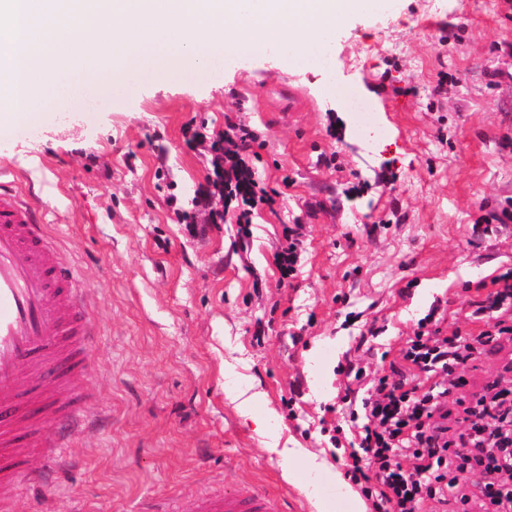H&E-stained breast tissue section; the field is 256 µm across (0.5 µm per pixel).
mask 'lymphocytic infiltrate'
<instances>
[{
    "label": "lymphocytic infiltrate",
    "instance_id": "lymphocytic-infiltrate-1",
    "mask_svg": "<svg viewBox=\"0 0 512 512\" xmlns=\"http://www.w3.org/2000/svg\"><path fill=\"white\" fill-rule=\"evenodd\" d=\"M213 173L193 199L213 223L237 224L242 240L251 236L252 217L274 198L255 178L251 155L255 136L232 126L221 137ZM222 209H215L214 199ZM286 244L273 255L281 280L293 279L306 242L300 225L283 228ZM493 292L473 301L471 317L482 322L475 336L442 335L439 306H432L389 363L388 373L367 378L363 367L346 362L339 371L350 382L340 401L346 426L335 427L330 442L339 449L345 477L363 497L367 512H428L436 503L450 512H512V387L501 379L473 395L464 412L467 428L448 427L447 397L466 386L469 362L502 339H512V270L493 278ZM349 444H342L343 432ZM479 472L482 483L468 492L466 475Z\"/></svg>",
    "mask_w": 512,
    "mask_h": 512
}]
</instances>
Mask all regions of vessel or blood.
<instances>
[{
	"label": "vessel or blood",
	"mask_w": 512,
	"mask_h": 512,
	"mask_svg": "<svg viewBox=\"0 0 512 512\" xmlns=\"http://www.w3.org/2000/svg\"><path fill=\"white\" fill-rule=\"evenodd\" d=\"M0 169V503L26 483H49L65 432L81 427L89 376L85 353L96 330L81 274L47 239L39 208L8 188ZM62 432L34 474L26 461L47 425ZM266 494L227 491L197 500L195 512H275Z\"/></svg>",
	"instance_id": "b4317fda"
}]
</instances>
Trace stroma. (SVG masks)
Listing matches in <instances>:
<instances>
[{
  "label": "stroma",
  "mask_w": 512,
  "mask_h": 512,
  "mask_svg": "<svg viewBox=\"0 0 512 512\" xmlns=\"http://www.w3.org/2000/svg\"><path fill=\"white\" fill-rule=\"evenodd\" d=\"M326 45L332 81L273 50L235 58L218 78L131 71L84 91L104 99L97 111L52 100L26 135L0 127V166L38 197L99 330L91 413L60 478L22 488L7 512H139L147 498L192 512L220 489L269 494L278 512H316L318 501L353 512L321 431L340 418L338 363L382 373L380 352L438 302L444 335L473 333L468 301L512 268V221L500 220L512 212V6L392 0L386 13L349 15ZM351 93L371 105L380 138L363 135ZM231 123L257 135L251 164L275 199L255 212L245 250L236 225L192 206ZM189 125L202 133L192 143ZM296 222L307 252L283 284L273 254ZM373 325L381 332L364 343ZM510 360V342L481 355L458 398ZM273 445L325 465L288 483Z\"/></svg>",
  "instance_id": "obj_1"
}]
</instances>
